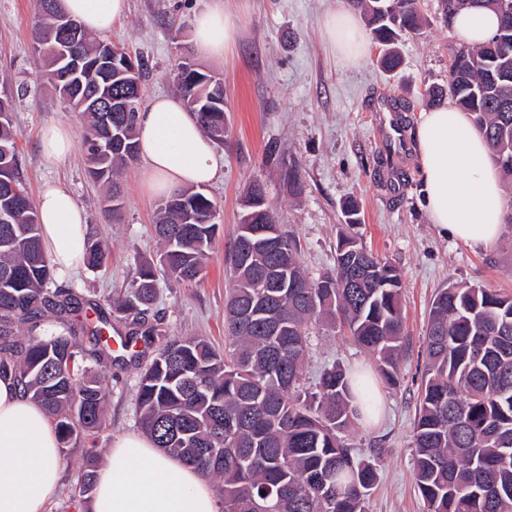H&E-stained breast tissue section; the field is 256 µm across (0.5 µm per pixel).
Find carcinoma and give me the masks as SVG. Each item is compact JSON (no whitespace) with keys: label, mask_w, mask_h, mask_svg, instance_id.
I'll return each instance as SVG.
<instances>
[{"label":"carcinoma","mask_w":512,"mask_h":512,"mask_svg":"<svg viewBox=\"0 0 512 512\" xmlns=\"http://www.w3.org/2000/svg\"><path fill=\"white\" fill-rule=\"evenodd\" d=\"M443 14L481 4L500 15L484 45L453 50L448 87L428 92V105L445 96L472 117L504 175L512 178V22L501 0H441ZM370 18L372 34L387 46L388 71L401 59L391 45L402 34L421 35L419 0H350ZM33 32L57 28L55 0H38ZM37 79L52 84L72 109L87 117L84 142L90 173L108 185L112 212L120 209L117 176L138 157L139 112L145 63L123 75L122 48L83 33L69 52L87 59L83 87L63 78L57 57L37 44ZM173 61L177 89L206 135L224 142V87L201 85ZM133 98L130 112L113 114L124 149L110 146L102 113L89 97ZM13 92H0V379L12 378L48 414L63 448L73 436L102 426L109 391L93 374L112 364L104 326L76 319L86 302L54 286L43 249L37 210L25 187L11 112ZM288 191L300 195L299 170L278 161ZM259 220L239 225L226 262L231 287L225 300L224 350L200 337L168 336L152 322L157 273L139 268L112 313L124 325L120 346H156L141 375L136 415L154 445L205 476L222 479L218 512H255L264 501L278 512H366L377 473L358 457L345 433L359 407L376 401L340 364L324 368L313 388H301L309 355L307 328L320 321L348 333L376 360L380 378L397 385L404 355L402 275L349 235L339 236L332 271L316 278L302 268L296 239L282 231L274 253L253 246L249 231L273 225L266 193L257 194ZM218 203L203 191H180L160 204L154 232L163 249L160 266L183 283L196 281L220 224ZM107 260L98 243L86 246L84 263ZM424 383L414 428V471L428 512H512V296L451 284L435 294L424 338ZM80 493L97 479L98 453L84 448ZM266 495H261V492Z\"/></svg>","instance_id":"cac0c4a2"}]
</instances>
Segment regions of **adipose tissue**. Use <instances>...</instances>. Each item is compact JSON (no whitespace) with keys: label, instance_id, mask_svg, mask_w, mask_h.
Instances as JSON below:
<instances>
[{"label":"adipose tissue","instance_id":"1","mask_svg":"<svg viewBox=\"0 0 512 512\" xmlns=\"http://www.w3.org/2000/svg\"><path fill=\"white\" fill-rule=\"evenodd\" d=\"M60 12L91 34L125 17L128 0H58ZM198 54L220 60L235 28L224 0H209L189 18ZM462 44L478 46L499 26L491 10L474 7L452 18ZM322 32L345 64L367 54L359 13L342 6L327 13ZM141 178L146 192L212 183L220 174L213 142L176 95L156 97L137 114ZM424 207L441 236L475 251L493 248L505 222L503 187L488 146L466 112L448 103L420 113L414 136ZM36 209L44 251L59 277L78 268L87 244V221L65 186L45 183ZM58 436L45 411L11 379H0V512H44L59 477ZM91 512H217L209 482L196 469L155 448L141 435L117 440L101 469Z\"/></svg>","mask_w":512,"mask_h":512}]
</instances>
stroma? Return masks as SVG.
<instances>
[{"instance_id":"stroma-1","label":"stroma","mask_w":512,"mask_h":512,"mask_svg":"<svg viewBox=\"0 0 512 512\" xmlns=\"http://www.w3.org/2000/svg\"><path fill=\"white\" fill-rule=\"evenodd\" d=\"M206 0H129L126 19L107 39L147 65L144 98L175 94L171 64L179 47L191 45L187 17ZM340 0H224L236 25L234 43L224 59L197 57V64L224 81V119L228 132L217 153L224 162L220 179L207 185L219 203V236L205 260L200 281L188 285L158 276L157 315L170 336H202L216 348L224 346V301L230 286L227 252L237 234L242 200L254 182H262L267 201L280 224L297 240L299 258L311 275L332 269L341 231H351L380 258L397 265L403 275L404 338L407 354L397 385L374 379L382 415L378 422L353 425L350 443L377 468L367 512H427L414 476L413 436L421 392L422 347L431 302L438 289L451 283L490 288L512 294V224L488 251H474L437 234L422 203V181L414 151L392 159L376 140L373 114L383 94L409 105L406 133H413L424 98L433 86L448 82L453 48L459 40L445 22L439 0H421L428 20L422 37L399 39L403 62L387 73L378 65L381 45L370 43L357 65L336 60L323 40L319 23ZM38 11L36 0H0V79L19 90L14 107L16 145L30 197L42 183H64L85 210L88 237L108 253L100 268H80L63 287L111 312L138 267L155 263L160 244L152 233L158 205L141 185L140 163L120 175L123 208L106 211L107 188L93 180L83 142V115L70 110L54 88L36 80L38 60L31 38ZM69 125L73 153L62 161L41 154L39 132L48 123ZM296 165L305 189L293 197L280 181L269 147ZM357 201L360 224L348 228L342 210ZM311 359L304 385H314L323 368L340 364L371 369L373 357L339 333L310 327ZM151 350L124 358L101 371L110 390L105 422L93 437L79 436L74 450L62 455L60 481L45 512H89V496L80 494L82 449L108 454L118 439L139 433L136 403L140 375Z\"/></svg>"}]
</instances>
